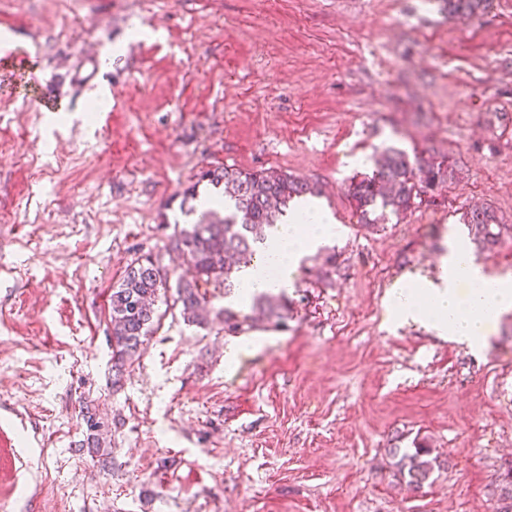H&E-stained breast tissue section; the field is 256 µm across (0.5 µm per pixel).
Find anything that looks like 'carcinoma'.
Here are the masks:
<instances>
[{
  "mask_svg": "<svg viewBox=\"0 0 512 512\" xmlns=\"http://www.w3.org/2000/svg\"><path fill=\"white\" fill-rule=\"evenodd\" d=\"M489 0H448V13L470 18L485 10ZM453 177L446 160L408 155L395 148L382 151L375 161L371 176L350 182L347 195L360 211L364 224L377 223L370 218L376 207L398 216L409 211L415 200L434 191ZM200 180L213 187H224L228 202L224 209L189 207L186 214L193 221L175 225L166 250L173 251L189 266L191 278L174 277L158 258L148 254L129 264L120 283L112 287L109 297L112 324V385L120 383L126 366L140 355L143 338L151 333L156 317L155 303L160 293L176 288V302L181 314L190 324L209 323L206 305L210 303L202 286L224 289L229 295L238 286L232 274L254 262L259 245L275 227L276 214L294 199L315 196L318 189L310 181L269 170H243L229 166L210 168L201 173ZM463 221L470 227L473 240L482 249L493 251L503 237L512 238V225L502 224L494 210L475 208L466 212ZM251 313L244 314L226 307L216 313L224 323V333L234 335L256 321L273 327L287 325L288 300L261 293L250 299ZM88 431V445L93 453L100 452L103 424L93 413L83 414ZM394 458L396 475L405 479L413 489H420L428 480L433 461L431 449H389Z\"/></svg>",
  "mask_w": 512,
  "mask_h": 512,
  "instance_id": "cac0c4a2",
  "label": "carcinoma"
}]
</instances>
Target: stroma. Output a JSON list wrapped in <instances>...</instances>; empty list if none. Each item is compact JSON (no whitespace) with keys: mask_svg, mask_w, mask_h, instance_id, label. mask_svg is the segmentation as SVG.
Instances as JSON below:
<instances>
[{"mask_svg":"<svg viewBox=\"0 0 512 512\" xmlns=\"http://www.w3.org/2000/svg\"><path fill=\"white\" fill-rule=\"evenodd\" d=\"M38 42L0 93V512H500L512 480V311L479 350L383 300L434 275L448 234L488 275L463 214L512 224V0L474 18L446 0H0V29ZM99 81L75 112L87 46ZM394 147L447 160L412 211L364 225L348 198ZM315 182L339 226L305 256L286 327L244 330L168 308L120 386L108 299L164 246L184 192L217 166ZM334 253L325 268L326 253ZM109 464L82 446L83 407ZM436 461L421 490L392 448Z\"/></svg>","mask_w":512,"mask_h":512,"instance_id":"35a3bbf8","label":"stroma"}]
</instances>
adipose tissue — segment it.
Returning a JSON list of instances; mask_svg holds the SVG:
<instances>
[{
	"instance_id": "1",
	"label": "adipose tissue",
	"mask_w": 512,
	"mask_h": 512,
	"mask_svg": "<svg viewBox=\"0 0 512 512\" xmlns=\"http://www.w3.org/2000/svg\"><path fill=\"white\" fill-rule=\"evenodd\" d=\"M335 233L331 217L315 203L297 202L260 246L254 265L240 272L241 296L290 287L301 258ZM384 308L390 325L417 323L437 335L477 345L502 314L512 311V278L488 276L468 251L453 244L434 277L397 283Z\"/></svg>"
}]
</instances>
